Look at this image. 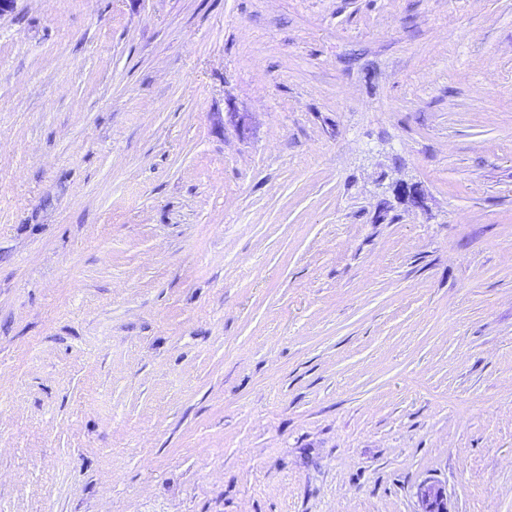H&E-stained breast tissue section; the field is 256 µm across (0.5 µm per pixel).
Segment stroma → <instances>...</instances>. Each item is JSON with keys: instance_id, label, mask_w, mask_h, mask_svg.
<instances>
[{"instance_id": "obj_1", "label": "stroma", "mask_w": 512, "mask_h": 512, "mask_svg": "<svg viewBox=\"0 0 512 512\" xmlns=\"http://www.w3.org/2000/svg\"><path fill=\"white\" fill-rule=\"evenodd\" d=\"M426 482L512 512V0H18L0 512Z\"/></svg>"}]
</instances>
